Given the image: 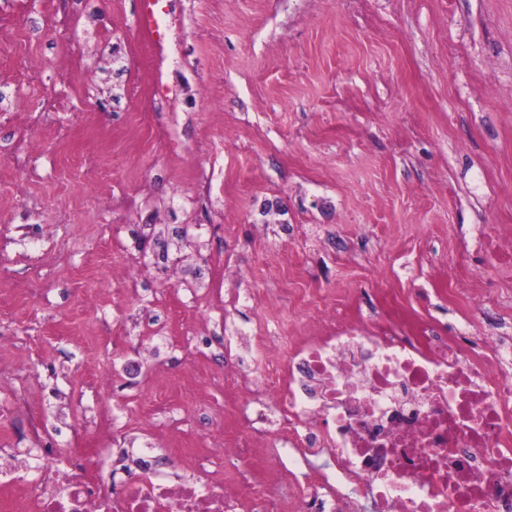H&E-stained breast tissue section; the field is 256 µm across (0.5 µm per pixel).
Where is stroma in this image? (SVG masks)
I'll return each instance as SVG.
<instances>
[{
  "label": "stroma",
  "instance_id": "1",
  "mask_svg": "<svg viewBox=\"0 0 512 512\" xmlns=\"http://www.w3.org/2000/svg\"><path fill=\"white\" fill-rule=\"evenodd\" d=\"M142 2L69 0L78 27L63 32L48 0H0V156L46 95L65 122L93 124L63 143L35 131L30 202L0 207V448L31 414L46 446L111 447L120 406L131 451L242 432L222 390L184 391L193 371L223 373L221 345L185 357L217 329L247 333V380L267 362L260 332L296 338L320 308L479 335L465 289L493 282L490 308L512 328V266L471 246L473 225H512V0H171L194 67L166 79L196 104L156 109L131 138L136 84L157 64ZM72 58L90 82L59 81ZM203 81L223 111L196 100ZM104 140L107 182L78 179L79 153ZM206 176L208 209L194 197ZM133 184L138 208L111 211ZM35 268L32 301L18 286ZM13 392L25 412L7 411Z\"/></svg>",
  "mask_w": 512,
  "mask_h": 512
}]
</instances>
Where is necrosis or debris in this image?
Segmentation results:
<instances>
[{
  "label": "necrosis or debris",
  "mask_w": 512,
  "mask_h": 512,
  "mask_svg": "<svg viewBox=\"0 0 512 512\" xmlns=\"http://www.w3.org/2000/svg\"><path fill=\"white\" fill-rule=\"evenodd\" d=\"M138 28L162 65H187L172 33L178 21L153 0ZM303 345L265 337L284 361L268 363L249 395L262 406L246 435L221 448L251 456L272 439L288 444L296 469L267 458V476L222 470L173 482L156 472L154 442L122 482L95 448H0V512H512V349L500 337L439 335L428 323L389 318L336 323ZM330 472L313 469L321 458Z\"/></svg>",
  "instance_id": "necrosis-or-debris-1"
}]
</instances>
